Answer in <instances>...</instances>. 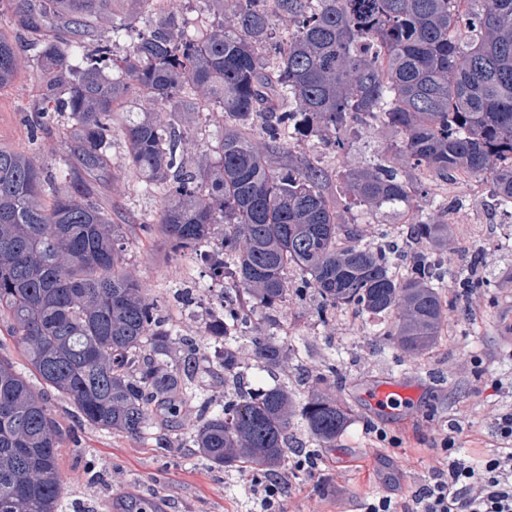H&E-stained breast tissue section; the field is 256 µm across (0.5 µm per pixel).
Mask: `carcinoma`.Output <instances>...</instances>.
<instances>
[{"label":"carcinoma","instance_id":"cac0c4a2","mask_svg":"<svg viewBox=\"0 0 512 512\" xmlns=\"http://www.w3.org/2000/svg\"><path fill=\"white\" fill-rule=\"evenodd\" d=\"M153 0H0L16 38L0 31V90L29 62L45 73L23 122L32 138L59 127L66 151L49 178L38 159L0 145V323L31 370L67 398L83 421L137 439L167 405L195 399L193 344L171 367L175 327L125 272L127 236L112 204L95 198L110 172L112 136L148 192L161 196L157 229L171 251L196 256L224 225V319L208 335L224 350V396L197 405L193 451L218 469L249 461L262 472L288 459L289 430L302 425L321 448L336 447L347 408L315 397L295 405L278 385L254 389L236 339L259 309L252 368L274 372L300 353L278 340L275 311L290 287L312 290L326 323L351 310L411 353L439 336L445 271L429 261L448 243L445 221H419L383 245L361 243L357 224H340L323 191L319 162L293 161L290 139L315 133L341 151L350 122L379 117L400 136L406 161L439 181L463 172L495 176L497 205L512 208V0H200L207 29L184 14L161 13L134 31ZM296 23L287 43L274 18ZM224 123L208 161L190 170L180 149L182 118L198 90ZM172 119L137 112L141 102ZM264 114L263 143L252 119ZM285 161L272 169L268 158ZM353 197L372 210L410 203L411 184L376 166L345 174ZM301 277L288 280V267ZM460 295L486 288L482 254L472 252ZM60 424L13 362L0 359V512H58ZM159 503L120 495L106 512H157Z\"/></svg>","mask_w":512,"mask_h":512}]
</instances>
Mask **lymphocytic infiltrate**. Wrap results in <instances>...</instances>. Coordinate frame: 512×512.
I'll return each mask as SVG.
<instances>
[{
    "label": "lymphocytic infiltrate",
    "mask_w": 512,
    "mask_h": 512,
    "mask_svg": "<svg viewBox=\"0 0 512 512\" xmlns=\"http://www.w3.org/2000/svg\"><path fill=\"white\" fill-rule=\"evenodd\" d=\"M434 444L422 482L365 497L359 512H512V409L495 415L488 447H464L458 424ZM249 492L259 512H287L295 495L281 472L253 478Z\"/></svg>",
    "instance_id": "obj_1"
}]
</instances>
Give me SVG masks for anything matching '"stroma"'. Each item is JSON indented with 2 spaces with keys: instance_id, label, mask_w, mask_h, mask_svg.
<instances>
[{
  "instance_id": "35a3bbf8",
  "label": "stroma",
  "mask_w": 512,
  "mask_h": 512,
  "mask_svg": "<svg viewBox=\"0 0 512 512\" xmlns=\"http://www.w3.org/2000/svg\"><path fill=\"white\" fill-rule=\"evenodd\" d=\"M44 75L36 66L24 69L15 83L0 91V143L35 154L42 165L56 166L63 153L58 137L32 145L21 118L32 104ZM347 147L335 152L316 135L295 139L290 151L296 158H316L327 174L325 192L336 205L342 224L359 225L364 241L377 242L383 229L402 232L408 218L446 219L448 247L441 257L448 274L447 312L437 343L429 350L410 355L399 350L386 328L374 326L362 316L340 311L335 320L320 322L314 296L289 297L277 311L287 325L285 344L298 347L301 361H289L275 374L259 373L258 385H280L297 401L312 394L341 400L350 410L345 431L335 447L322 449V465L315 474L300 472L290 479L298 490L291 512H329L336 483H344L354 497L384 490L388 481L407 486L420 482L425 473L422 458L428 457L437 433L453 420L462 422L464 433L486 438L493 415L512 408V395L494 392L492 373L512 374V233L503 224V213L491 194L474 195L466 185L448 192L453 209L448 215L436 211L428 195H414L410 207L378 211L356 203L346 190L344 174L351 169L379 164L399 168L413 185L439 190L440 184L424 170L409 167L395 152L396 133L382 124H350ZM126 147L121 136L112 139V165L122 171L121 182H104L102 198L112 202V219L129 225L125 267L145 292L157 301L161 316L176 325L179 338L174 352H181L183 339L195 344L196 384L200 397L216 398L223 390L224 368L212 361V341L206 324L196 318L189 299L203 282L193 257H173L164 238L143 232L142 218L158 216L162 202L145 193L136 175L125 169ZM483 255V270L489 287L459 296L456 277L472 250ZM483 359L484 369L461 366L462 355ZM340 358L339 378L317 379L323 363ZM389 378L404 379L419 396L411 410L395 414L375 412L366 394ZM37 393L47 399L50 412L62 426L65 439L58 466L63 495L61 512H105V504L128 491L161 502L163 512H254L249 494V473L240 467L217 470L185 448L196 417L180 411L158 421L156 437L143 442L119 433L97 429L79 417L63 396L31 378ZM399 436L388 457H376L371 438L376 429Z\"/></svg>"
}]
</instances>
